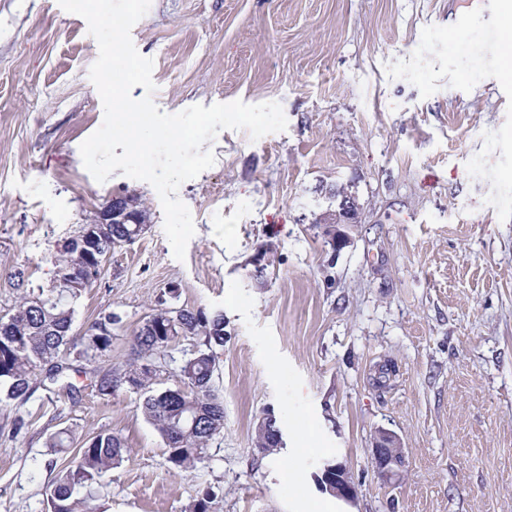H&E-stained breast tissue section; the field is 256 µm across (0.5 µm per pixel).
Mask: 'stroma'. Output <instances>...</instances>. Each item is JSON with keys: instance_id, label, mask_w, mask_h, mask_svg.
<instances>
[{"instance_id": "stroma-1", "label": "stroma", "mask_w": 512, "mask_h": 512, "mask_svg": "<svg viewBox=\"0 0 512 512\" xmlns=\"http://www.w3.org/2000/svg\"><path fill=\"white\" fill-rule=\"evenodd\" d=\"M470 2L151 0L131 39L154 61L160 111L239 99L287 118L257 140L223 130L208 142L214 165L177 190L195 226L179 261L153 186L119 171L99 183L83 165L79 147L104 119L86 21L58 0H0V314L53 278L57 243L134 192L149 227L113 250L75 332L119 314L111 361H125L163 299L223 311L227 333L214 372L224 433L198 469L171 467L134 395H97L76 372L0 406V512H47L75 456L46 446L65 427L79 441L119 433L132 450L105 479L106 512H185L209 486L217 512H314L328 461L356 485L342 512H512V219L466 168L507 102L492 78L468 92L443 79L424 98L386 71ZM340 183L361 222L336 256L314 219ZM268 410L283 446L264 456L254 428ZM382 431L404 448L395 485L371 465Z\"/></svg>"}]
</instances>
